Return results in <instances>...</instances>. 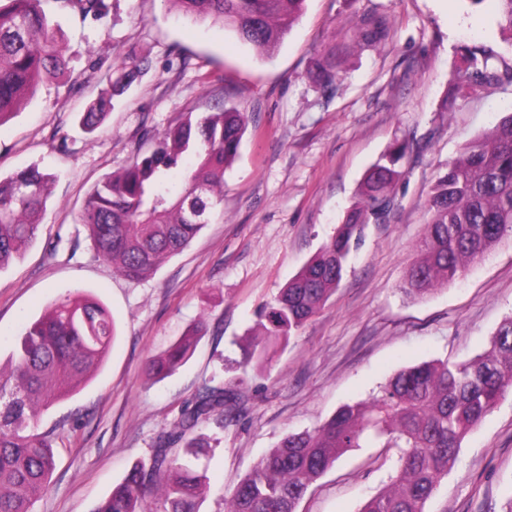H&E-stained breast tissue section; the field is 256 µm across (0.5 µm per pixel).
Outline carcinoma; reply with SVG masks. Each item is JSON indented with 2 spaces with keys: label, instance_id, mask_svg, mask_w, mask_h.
<instances>
[{
  "label": "carcinoma",
  "instance_id": "carcinoma-1",
  "mask_svg": "<svg viewBox=\"0 0 512 512\" xmlns=\"http://www.w3.org/2000/svg\"><path fill=\"white\" fill-rule=\"evenodd\" d=\"M49 0H0V123L33 97L39 85L66 76L70 58L64 35L51 23ZM99 21L105 0H54ZM181 11L232 28L239 39L268 54L290 32L305 0H170ZM384 17L357 23L358 37L381 41ZM146 70L132 60L84 113L98 126L112 98ZM314 81L326 91L337 85L336 66L316 59ZM512 85V62L493 48L463 45L454 78L455 98L479 88ZM248 117L234 107L187 114L165 130L153 147L105 177L89 194L81 215L94 248L130 280L156 273L186 249L211 219L222 214L224 175L235 162ZM412 144L403 141L366 172L359 201L336 233L265 304L235 370L262 367L273 349L306 324L346 272L366 227L385 224L395 205L394 187ZM192 161L179 186L172 172ZM56 176L33 164L0 177V271L38 237L40 216ZM429 219L415 247L404 292L419 298L462 277L503 240L512 239V113L470 141L437 177L427 203ZM201 327L149 360L147 373L164 378L192 356ZM115 322L98 301L78 291L61 296L28 325L0 367V512H34L56 460L49 436L38 432L42 413L90 379L112 348ZM246 380L208 389L182 414L179 430L159 442L151 462L136 461L95 512H200L207 477L195 461L204 445L189 442L184 456L170 458L166 444L181 439L216 410L241 415ZM512 390V317L494 332L489 349L465 362L433 360L393 375L379 393L345 404L311 430L289 433L232 490L226 512H297L313 482L351 448L372 442L401 449L396 475L360 512H426L440 482L457 462L465 437Z\"/></svg>",
  "mask_w": 512,
  "mask_h": 512
}]
</instances>
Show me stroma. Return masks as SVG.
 <instances>
[{"label":"stroma","instance_id":"stroma-1","mask_svg":"<svg viewBox=\"0 0 512 512\" xmlns=\"http://www.w3.org/2000/svg\"><path fill=\"white\" fill-rule=\"evenodd\" d=\"M107 16L82 21L57 4L71 73L41 85L0 124V174L31 163L54 173L36 242L0 271V363L13 336L71 288L112 313L117 336L95 376L40 419L57 451L35 512H94L137 460L206 389L234 379L238 341L304 264L335 234L369 168L414 139L396 187L397 207L371 224L319 312L248 374L239 419L213 414L194 436L209 490L201 512H224L236 484L286 433L314 428L340 406L365 401L397 371L430 360L482 355L512 315V242L503 241L456 283L414 299L403 291L427 199L448 160L512 112V86L481 89L447 106L460 45H486L512 61L498 0H306L273 54L243 45L222 24L165 0H106ZM382 15L388 35L356 43L360 17ZM336 57L334 93L312 79L315 58ZM149 68L92 132L79 119L133 57ZM248 115L239 155L224 177V213L150 278L130 281L103 261L80 222L88 191L184 113L217 104ZM189 360L160 381L146 373L198 321ZM394 448H354L309 489L298 512H359L397 469ZM512 507V392L465 438L427 512H507Z\"/></svg>","mask_w":512,"mask_h":512}]
</instances>
